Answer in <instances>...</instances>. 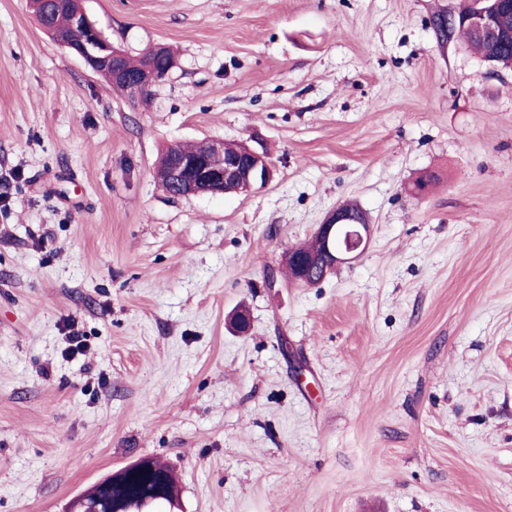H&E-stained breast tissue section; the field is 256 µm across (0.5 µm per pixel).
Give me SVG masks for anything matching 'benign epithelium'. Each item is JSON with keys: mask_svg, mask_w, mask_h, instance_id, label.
<instances>
[{"mask_svg": "<svg viewBox=\"0 0 512 512\" xmlns=\"http://www.w3.org/2000/svg\"><path fill=\"white\" fill-rule=\"evenodd\" d=\"M468 4L466 22L490 49L512 36V31L501 25V5L489 7L486 0H468ZM456 26L453 11L433 20L434 30L445 40L455 34ZM42 28L54 43L80 57L93 71L110 70L112 83L125 86L135 103H146L152 87L165 79L176 64L172 58L165 68H157L154 59L162 55V45L154 44L144 51L145 61L140 69L134 74L129 72L125 65L127 54L114 47L84 12L76 15L72 26L65 30L46 24ZM212 145L217 154L215 158L207 155L189 160L175 152L170 155L168 182L175 196L191 198L217 194L224 192L226 186L233 187L237 194H245L273 180L274 167L265 155L247 145L238 153L226 154L222 140H215ZM370 227L364 213L355 214L344 206L338 207L314 233L320 249L314 252L302 246L292 248L285 254V265L295 270L299 281L315 270L325 278L366 250Z\"/></svg>", "mask_w": 512, "mask_h": 512, "instance_id": "7a95c632", "label": "benign epithelium"}]
</instances>
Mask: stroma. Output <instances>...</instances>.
I'll use <instances>...</instances> for the list:
<instances>
[{"label": "stroma", "mask_w": 512, "mask_h": 512, "mask_svg": "<svg viewBox=\"0 0 512 512\" xmlns=\"http://www.w3.org/2000/svg\"><path fill=\"white\" fill-rule=\"evenodd\" d=\"M83 6L177 66L136 106L0 0V512L145 457L183 512H512V72L438 39L448 0ZM200 140L273 180L169 196ZM347 203L364 254L290 280Z\"/></svg>", "instance_id": "35a3bbf8"}]
</instances>
